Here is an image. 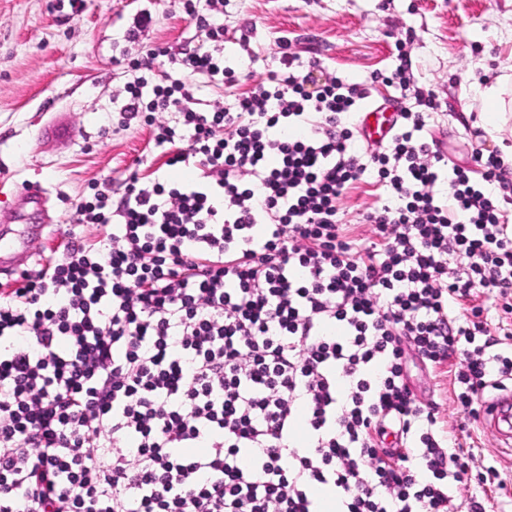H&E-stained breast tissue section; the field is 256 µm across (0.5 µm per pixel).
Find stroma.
Listing matches in <instances>:
<instances>
[{
	"label": "stroma",
	"mask_w": 512,
	"mask_h": 512,
	"mask_svg": "<svg viewBox=\"0 0 512 512\" xmlns=\"http://www.w3.org/2000/svg\"><path fill=\"white\" fill-rule=\"evenodd\" d=\"M149 10L153 23L139 44L126 31L137 11ZM207 0H0V228L20 233L43 226L44 254L62 249L64 233L76 229L91 239L102 228L76 226L77 204L93 195L95 184L120 183L136 160L179 181V167L161 166L150 153L149 127H122V89L138 77L113 58H141L166 46L190 52L201 39L198 16ZM224 57L249 80L261 81L273 69L280 38L301 40L329 71L362 82L373 73H390L398 64L394 43L412 30V70L420 86L442 102L432 114L428 135L444 142L453 162L470 161V131L482 124L479 84L512 75V0H224ZM250 36L249 49L238 44ZM41 182L46 213L16 207L27 184ZM372 177H364L340 207L357 244L371 232L358 223L359 210L380 197ZM419 398H434L457 434L451 376L429 379L411 369ZM461 444L470 455V492L487 512H512V454L482 428L471 429ZM495 466L498 477L488 476ZM467 492V493H470ZM467 493H455L462 512Z\"/></svg>",
	"instance_id": "obj_1"
}]
</instances>
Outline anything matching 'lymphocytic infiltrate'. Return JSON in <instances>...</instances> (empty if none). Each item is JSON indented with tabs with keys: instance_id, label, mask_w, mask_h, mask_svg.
Here are the masks:
<instances>
[{
	"instance_id": "f902f5d3",
	"label": "lymphocytic infiltrate",
	"mask_w": 512,
	"mask_h": 512,
	"mask_svg": "<svg viewBox=\"0 0 512 512\" xmlns=\"http://www.w3.org/2000/svg\"><path fill=\"white\" fill-rule=\"evenodd\" d=\"M208 6V50L127 83L122 108L194 179L103 183L76 214L110 235L70 234L0 289V512H326L321 488L336 512H452L468 463L409 368L452 365L467 421L512 378V329L450 309L480 289L512 314V166L479 129L468 167L428 142L442 104L406 40L381 81L414 104L392 147H360L371 84L283 39L243 86ZM369 172L383 195L357 252L339 203ZM188 82L191 84L195 97L203 101H209L219 95H222L224 99L226 97L227 102H231L234 97L232 96L233 92H229V90L225 92V90L222 88L218 89L211 86V84L208 83L207 78L201 75L190 77Z\"/></svg>"
}]
</instances>
